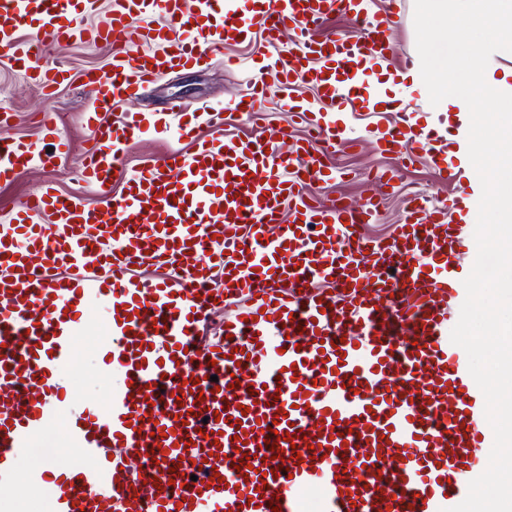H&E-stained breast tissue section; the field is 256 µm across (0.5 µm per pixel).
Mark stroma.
Returning <instances> with one entry per match:
<instances>
[{
  "label": "stroma",
  "mask_w": 512,
  "mask_h": 512,
  "mask_svg": "<svg viewBox=\"0 0 512 512\" xmlns=\"http://www.w3.org/2000/svg\"><path fill=\"white\" fill-rule=\"evenodd\" d=\"M422 26L416 0H405L402 22L393 24L388 30L393 47L391 65H398L403 55L414 52L417 34ZM225 51L226 54L240 57L241 65L237 72L225 70L223 57L215 58L198 70L172 74L160 80L147 92L146 104L157 109L169 97L179 96L195 105L220 104L225 111H232L238 99L248 90L253 56L265 53L266 44L261 31L257 30L249 41L226 46ZM47 53L72 74L69 84L50 95L21 77L12 69L9 59L0 56V105L11 108L17 115L8 134L31 142L35 149H42L44 142L31 116L36 112L51 115L72 142L71 154L57 175V188L63 194L91 201L95 195L78 174L79 159L92 143V133L85 121V114L91 109V95L80 76L86 70L106 67L111 53L107 48L80 42L51 47ZM267 82L270 91L259 103L260 109L267 114L266 128L239 124L233 127V134L243 138H268L283 133L291 141L306 136L305 127L295 123L282 107L287 89L280 86L275 74H268ZM172 149L188 153L192 150V144L162 136L145 138L127 144L125 160L130 168L138 169ZM333 162L342 171V178L333 183L312 182L307 190L325 199L340 197L354 205L362 203L372 192L373 187L367 181L369 175L386 168L399 167L403 170V178L396 192L385 197L376 222L364 226L363 232L369 237L385 239L391 235L395 224L404 214V201L413 187H424L433 201L448 194L447 188L437 184L426 159L402 167L397 157L379 154L367 139L357 149L337 150ZM45 177V172L33 167L13 181L0 182V224L8 221L19 201L36 191ZM44 508L43 484L35 477L33 469L27 467L21 468L19 478L0 494V512H43Z\"/></svg>",
  "instance_id": "obj_1"
}]
</instances>
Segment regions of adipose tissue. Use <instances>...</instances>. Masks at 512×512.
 I'll return each instance as SVG.
<instances>
[{"instance_id":"obj_1","label":"adipose tissue","mask_w":512,"mask_h":512,"mask_svg":"<svg viewBox=\"0 0 512 512\" xmlns=\"http://www.w3.org/2000/svg\"><path fill=\"white\" fill-rule=\"evenodd\" d=\"M459 23L457 42L470 46L483 38L501 57L512 56V0H457ZM416 52L422 64L409 73L413 85L427 92L428 111L462 117L470 109L475 96L491 92L502 98L504 105L489 122L470 129L473 140H491L498 149L491 155L467 153L464 164L475 179L491 177L502 185L491 200L497 220L491 228L490 239L499 248L501 264L512 266V186L505 184V175L512 173V85L494 76L493 69L474 71L469 59H462L460 77L449 79L447 61H434L427 36L416 41Z\"/></svg>"}]
</instances>
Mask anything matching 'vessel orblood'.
<instances>
[{
    "label": "vessel or blood",
    "instance_id": "obj_1",
    "mask_svg": "<svg viewBox=\"0 0 512 512\" xmlns=\"http://www.w3.org/2000/svg\"><path fill=\"white\" fill-rule=\"evenodd\" d=\"M98 5L0 0V55L46 92L70 79L45 61L49 45L111 49L107 70L84 80L94 145L79 174L97 203L57 190L72 145L51 119L39 122L50 151L0 138L1 181L34 165L47 174L0 224V489L35 431L61 416L77 453H58L40 474L53 512H299L307 489L321 512L461 503L488 466L491 432L465 352L450 340L468 276L460 257L476 249L467 172L449 160L439 126L397 112L376 148L405 167L427 159L453 194L409 199L392 237L375 240L358 228L375 222L377 197L354 206L306 190L336 180L337 146L360 144L352 115L388 110L381 69L399 8L378 22L369 0H112L100 23L72 25ZM339 12L356 35L319 36ZM256 25L271 51L233 111L177 98L160 112H119ZM286 27L296 43L285 54ZM25 30L36 39L21 41ZM269 69L318 93L284 101L310 129L287 148L224 133L235 120L263 122L256 102ZM160 134L191 141V153L128 170L125 145ZM155 264L168 275L141 276ZM226 306L222 337L204 340ZM92 319L106 335L99 402L63 378Z\"/></svg>",
    "mask_w": 512,
    "mask_h": 512
}]
</instances>
